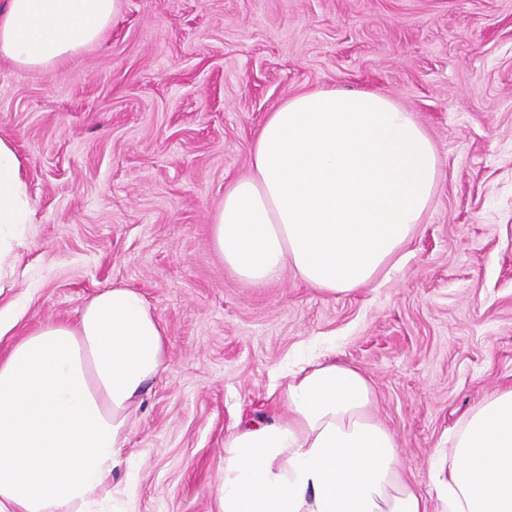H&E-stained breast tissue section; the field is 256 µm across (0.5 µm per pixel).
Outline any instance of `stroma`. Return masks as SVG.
Instances as JSON below:
<instances>
[{"mask_svg":"<svg viewBox=\"0 0 512 512\" xmlns=\"http://www.w3.org/2000/svg\"><path fill=\"white\" fill-rule=\"evenodd\" d=\"M320 86L414 112L442 176L376 284L323 294L287 268L258 288L225 268L211 216L268 112ZM0 135L34 204L0 281V313L23 310L0 355L115 284L166 328L114 475L137 512H214L225 435L285 414L269 385L296 359L370 379L426 495L449 432L512 385V0H122L103 40L55 68L0 60Z\"/></svg>","mask_w":512,"mask_h":512,"instance_id":"obj_1","label":"stroma"}]
</instances>
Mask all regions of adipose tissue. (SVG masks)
<instances>
[{
	"instance_id": "obj_1",
	"label": "adipose tissue",
	"mask_w": 512,
	"mask_h": 512,
	"mask_svg": "<svg viewBox=\"0 0 512 512\" xmlns=\"http://www.w3.org/2000/svg\"><path fill=\"white\" fill-rule=\"evenodd\" d=\"M122 0H0V59L51 69L99 43ZM249 176L224 188L212 242L241 280L291 267L322 293L370 287L401 264L441 178L414 113L371 90L317 88L269 112ZM34 214L25 163L0 136V268ZM166 330L134 289L92 297L0 357V512H110L113 483ZM287 417L224 439L217 512H512V387L463 416L435 473L436 497L399 467L393 431L372 414L358 369L333 361L289 373Z\"/></svg>"
}]
</instances>
